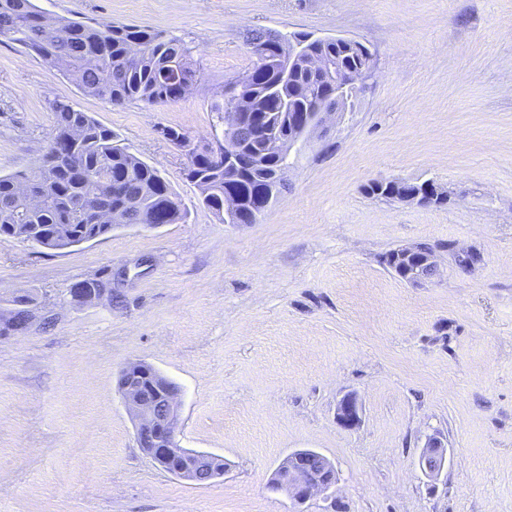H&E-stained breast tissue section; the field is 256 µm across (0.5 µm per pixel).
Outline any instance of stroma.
Wrapping results in <instances>:
<instances>
[{
	"mask_svg": "<svg viewBox=\"0 0 512 512\" xmlns=\"http://www.w3.org/2000/svg\"><path fill=\"white\" fill-rule=\"evenodd\" d=\"M52 16L152 27L191 49L182 99L113 106L0 40V175L28 173L61 100L155 166L182 224L120 226L64 251L0 236V314L35 302L0 338V512H512V0H36ZM251 29L346 37L375 75L328 135L289 151L275 203L227 224L198 201L186 148L223 136L224 85L248 71ZM432 183L441 206L366 193ZM433 247L415 286L385 265ZM480 252L471 270L455 249ZM110 295L72 301L82 280ZM152 365L180 387V447L223 457L195 484L139 448L118 393ZM360 421L342 426V399ZM447 450L438 479L418 460ZM310 449L338 476L295 505L270 480Z\"/></svg>",
	"mask_w": 512,
	"mask_h": 512,
	"instance_id": "1",
	"label": "stroma"
}]
</instances>
